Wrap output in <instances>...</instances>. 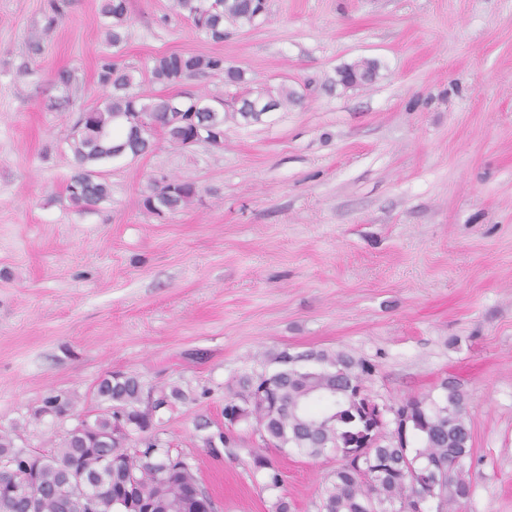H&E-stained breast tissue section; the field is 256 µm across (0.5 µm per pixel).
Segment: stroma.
Listing matches in <instances>:
<instances>
[{"instance_id": "stroma-1", "label": "stroma", "mask_w": 512, "mask_h": 512, "mask_svg": "<svg viewBox=\"0 0 512 512\" xmlns=\"http://www.w3.org/2000/svg\"><path fill=\"white\" fill-rule=\"evenodd\" d=\"M0 0V432L48 452L71 419L37 418L49 392L95 409L106 374L187 396L155 434L192 463L218 512H319L334 453L265 445L254 422L227 426L236 380L276 352H347L393 405L455 379L467 396L473 480L457 512H512V0H268L252 29L216 43L173 0H128L117 56L146 82L162 53L219 54L246 88L214 74L186 93L227 99L294 88L299 102L224 127V145L156 140L101 165L110 194L70 204V119L101 94L109 53L99 0ZM40 52H32L31 40ZM376 62L373 82L337 72ZM195 181L199 198L156 216L151 179ZM231 428L232 448L204 434ZM278 469L268 489L253 455Z\"/></svg>"}]
</instances>
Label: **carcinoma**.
Masks as SVG:
<instances>
[{
  "label": "carcinoma",
  "instance_id": "obj_1",
  "mask_svg": "<svg viewBox=\"0 0 512 512\" xmlns=\"http://www.w3.org/2000/svg\"><path fill=\"white\" fill-rule=\"evenodd\" d=\"M177 12L212 41L220 43L228 35L226 25L244 29L256 25L265 14L257 0H174ZM103 35L112 47L125 41L129 20L127 0H101ZM377 66L361 60L344 67L340 82L346 87L367 83L376 76ZM224 75V84L246 83L245 72L227 66L222 55L165 53L154 57L148 81L165 88L204 74ZM56 80L66 94L52 107L66 111L71 106L67 94L72 74L57 72ZM97 82L103 91L99 101L77 111L70 132V146L77 170L65 187L69 202L89 209L109 194V186L96 167L112 159V148L125 154H145L160 134L173 146L189 149L197 145L220 148L224 145V123L238 117L257 121L270 105L286 110L298 101L297 92L283 85L272 91L259 88L247 92L224 108L214 106L205 95L146 96L134 75L107 58L101 61ZM135 112L141 122L133 124L128 114ZM197 185L188 180L163 177L153 181L143 196V208L156 216L175 213L192 204ZM275 368L238 381V388L224 406V413L236 420L252 419L266 444L280 450L291 449L318 458L327 449L336 454L338 465L321 494L320 512H405L412 498L427 490L434 498V512H453L461 494L471 491V481L454 466L457 458L471 454V432L467 424L466 397L459 386L443 379L430 392L410 399L416 408L408 416L406 431L378 430L373 448L374 462L355 465L352 452L359 447L367 420L355 399L366 388L372 367L344 352L286 350L272 358ZM97 407L92 414L101 431L116 429L117 422L132 425L141 447L126 448L128 438L116 435L112 444H92L82 434L65 433L47 454H36L35 477L39 496L30 498L18 490H0V512H70L69 502L82 491L92 493L87 512H115L116 494L133 487L152 505L153 512H194L193 502L184 495L188 483L199 484L192 467L184 459L157 444L148 434L154 424L152 409L185 399L174 388L156 394L135 376L105 377L95 392ZM75 411V402L50 393L42 399L39 414L64 418ZM112 465L103 467L105 458ZM254 469L266 471V486L280 487L279 471L264 456L253 459ZM428 469L427 487L421 486V470ZM82 473L88 484L79 488L69 481L70 472Z\"/></svg>",
  "mask_w": 512,
  "mask_h": 512
}]
</instances>
